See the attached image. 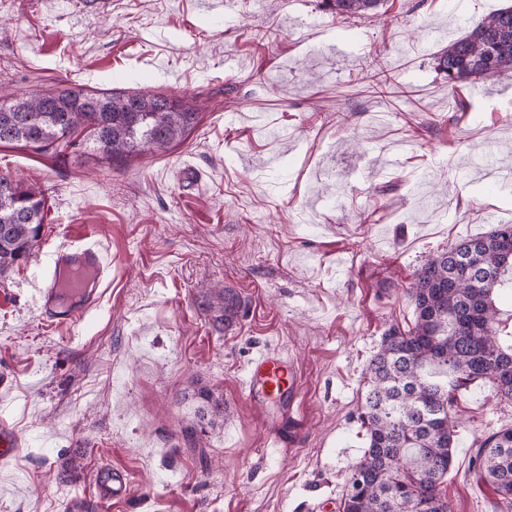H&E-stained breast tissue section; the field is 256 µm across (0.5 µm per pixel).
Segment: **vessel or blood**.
<instances>
[{"mask_svg": "<svg viewBox=\"0 0 512 512\" xmlns=\"http://www.w3.org/2000/svg\"><path fill=\"white\" fill-rule=\"evenodd\" d=\"M56 263L70 276L74 302L61 306L60 290L53 282L38 288V300L46 322L66 325L85 316L99 303L100 286L112 267V255L92 235L84 234L61 245ZM247 389L252 401H280L292 406L301 395L302 378L293 361L267 351L252 360ZM94 488L102 501L118 503L125 501L130 480L127 472L101 465L95 470Z\"/></svg>", "mask_w": 512, "mask_h": 512, "instance_id": "1", "label": "vessel or blood"}]
</instances>
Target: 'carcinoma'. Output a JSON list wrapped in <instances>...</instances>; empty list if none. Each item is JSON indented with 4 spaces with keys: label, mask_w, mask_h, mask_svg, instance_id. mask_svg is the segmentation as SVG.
I'll return each instance as SVG.
<instances>
[{
    "label": "carcinoma",
    "mask_w": 512,
    "mask_h": 512,
    "mask_svg": "<svg viewBox=\"0 0 512 512\" xmlns=\"http://www.w3.org/2000/svg\"><path fill=\"white\" fill-rule=\"evenodd\" d=\"M384 0H322L341 20L376 15ZM448 86L512 77V5L495 10L434 57ZM199 113L163 94L94 93L62 87L16 98L0 95V145L52 155L90 150L112 162L164 151L185 138ZM0 275L27 262L47 210L43 193L0 174ZM512 224L428 256L407 289L415 323L392 325L367 367L360 418L367 448L352 469L341 512H452L441 489L453 461L456 393L489 382L512 400V344L499 337V290L512 282ZM209 310L231 325L239 312L229 290L214 292ZM475 468L512 512V426L477 440Z\"/></svg>",
    "instance_id": "cac0c4a2"
}]
</instances>
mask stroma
<instances>
[{
  "label": "stroma",
  "instance_id": "1",
  "mask_svg": "<svg viewBox=\"0 0 512 512\" xmlns=\"http://www.w3.org/2000/svg\"><path fill=\"white\" fill-rule=\"evenodd\" d=\"M511 4L386 0L361 24L320 0H0L13 94L67 81L199 113L166 152L111 164L0 148V173L47 199L32 258L0 276V418L20 443L0 462V512H338L366 446L364 370L386 328H412L414 271L512 224V181L489 187L482 170L490 148L512 171V80L451 91L434 70L449 40ZM79 228L112 273L95 309L56 327L36 290ZM214 288L241 301L231 328L204 305ZM262 351L296 365L294 411L250 401ZM455 411L443 492L452 512H493L475 441L512 424V402L478 384ZM291 424L300 446L275 443ZM101 464L129 474L124 502L96 495Z\"/></svg>",
  "mask_w": 512,
  "mask_h": 512
}]
</instances>
